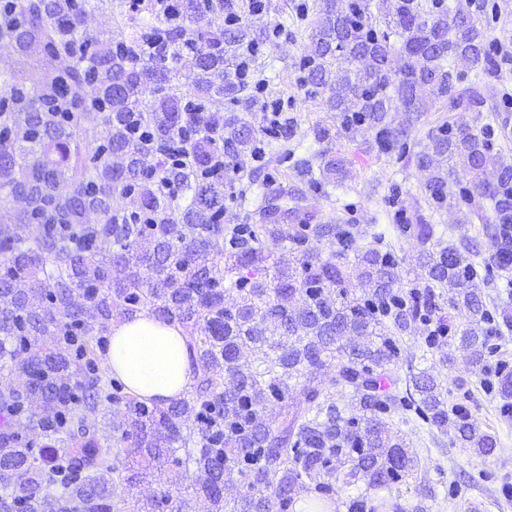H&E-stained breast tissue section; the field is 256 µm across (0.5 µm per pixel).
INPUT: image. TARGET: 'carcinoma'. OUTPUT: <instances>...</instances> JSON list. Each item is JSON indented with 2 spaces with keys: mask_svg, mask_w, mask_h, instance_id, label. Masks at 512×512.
Returning <instances> with one entry per match:
<instances>
[{
  "mask_svg": "<svg viewBox=\"0 0 512 512\" xmlns=\"http://www.w3.org/2000/svg\"><path fill=\"white\" fill-rule=\"evenodd\" d=\"M102 8L106 40L91 29ZM379 11L372 0H320L307 95L342 128L369 124L379 152L423 172L429 211L465 207L468 223L504 240L482 272L454 246L429 248L421 214L395 225L396 240L420 246L411 273L383 234L363 251L350 225L317 223L307 193L353 179L343 156L295 160L300 184L258 200L239 178L224 181L266 137L231 108L213 123L215 104L246 92L242 70L264 67L241 56L267 37L249 0H0V43L43 65L37 80L0 66V360L29 355L0 391V512H114L147 476L128 464L136 455L187 474L208 468L209 481L189 488L218 512H299L301 489L336 512H430L432 486L404 502L418 458L396 413L494 456L497 436L448 400L435 368L454 366L445 347L457 345L512 415V367L494 342L512 309L484 292L512 264V166L493 128L451 121L494 93L499 62L468 9L379 0ZM420 123L425 143L411 138ZM38 187L27 206H10ZM227 200L241 223H224ZM312 235L334 244L328 255L309 250ZM147 306L179 329L191 362V393L167 404L130 393L98 355L112 323ZM414 324L426 331L417 360L405 356ZM106 402L120 409L112 433L124 458L91 420ZM226 463L243 481L227 499ZM188 505L162 490L143 508Z\"/></svg>",
  "mask_w": 512,
  "mask_h": 512,
  "instance_id": "obj_1",
  "label": "carcinoma"
}]
</instances>
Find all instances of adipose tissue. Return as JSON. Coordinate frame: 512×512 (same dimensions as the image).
I'll list each match as a JSON object with an SVG mask.
<instances>
[{"mask_svg":"<svg viewBox=\"0 0 512 512\" xmlns=\"http://www.w3.org/2000/svg\"><path fill=\"white\" fill-rule=\"evenodd\" d=\"M104 364L142 399L164 403L180 398L193 383L178 330L147 311L113 324Z\"/></svg>","mask_w":512,"mask_h":512,"instance_id":"ef3b65f1","label":"adipose tissue"}]
</instances>
